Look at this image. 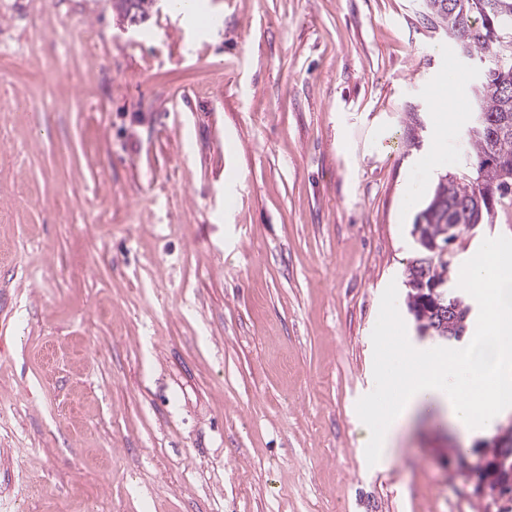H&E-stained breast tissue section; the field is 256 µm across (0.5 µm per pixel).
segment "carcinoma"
<instances>
[{
	"label": "carcinoma",
	"mask_w": 512,
	"mask_h": 512,
	"mask_svg": "<svg viewBox=\"0 0 512 512\" xmlns=\"http://www.w3.org/2000/svg\"><path fill=\"white\" fill-rule=\"evenodd\" d=\"M487 2L424 0L431 24L442 28L455 42L467 38L469 52L481 58L496 57L500 52L492 39L494 30L503 24L512 28V0H499L495 11L487 7ZM113 5L123 16L133 14L144 19L151 0H113ZM486 83L487 88L474 95L475 114H485L486 124L480 135L469 137L477 181L466 184L457 181L454 175L440 176L431 200L413 224V231L419 235L415 239L414 257L406 268L407 308L416 321L417 331L439 342L467 336L470 314V307L455 287L451 245L470 234L472 228L468 221L448 215V205L467 204L476 210L478 184H499L501 166H512V59L505 62L496 59L494 66L487 69ZM422 282L433 285L440 303L453 308L460 334H448V323L442 322L432 308L419 306L415 288Z\"/></svg>",
	"instance_id": "cac0c4a2"
}]
</instances>
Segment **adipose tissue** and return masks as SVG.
<instances>
[{
    "mask_svg": "<svg viewBox=\"0 0 512 512\" xmlns=\"http://www.w3.org/2000/svg\"><path fill=\"white\" fill-rule=\"evenodd\" d=\"M480 300L482 319L467 347L451 354L411 352L410 368L385 389L388 402H372L365 443L374 458L388 457L402 430L421 412L445 417L467 433L489 432L512 413V262L497 242L459 269Z\"/></svg>",
    "mask_w": 512,
    "mask_h": 512,
    "instance_id": "adipose-tissue-1",
    "label": "adipose tissue"
}]
</instances>
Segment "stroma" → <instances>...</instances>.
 Returning <instances> with one entry per match:
<instances>
[{"mask_svg": "<svg viewBox=\"0 0 512 512\" xmlns=\"http://www.w3.org/2000/svg\"><path fill=\"white\" fill-rule=\"evenodd\" d=\"M207 6L0 0V512H489L476 437L375 465L361 421L420 341L404 194L476 176L429 88L492 58L419 0ZM491 239L512 208L454 266Z\"/></svg>", "mask_w": 512, "mask_h": 512, "instance_id": "obj_1", "label": "stroma"}]
</instances>
